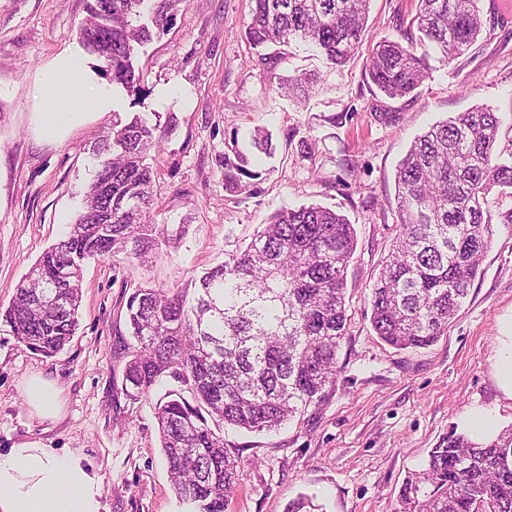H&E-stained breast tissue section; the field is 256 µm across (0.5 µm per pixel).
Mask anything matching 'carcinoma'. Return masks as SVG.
Here are the masks:
<instances>
[{"label": "carcinoma", "instance_id": "carcinoma-1", "mask_svg": "<svg viewBox=\"0 0 512 512\" xmlns=\"http://www.w3.org/2000/svg\"><path fill=\"white\" fill-rule=\"evenodd\" d=\"M370 0H252L245 37L256 48L295 39L344 67L364 37ZM419 41L452 62L478 40L479 0H417ZM176 0H93L82 44L105 63L112 83L139 91L137 48L168 30ZM365 72L391 100L413 93L428 66L412 39L387 37ZM499 117L477 105L432 126L411 144L395 177L399 233L372 285L371 325L398 350L424 348L448 332L492 243L494 189L512 198V151L498 147ZM159 129L135 116L112 122L97 145L109 158L88 185L84 208L62 239L25 275L0 324L18 343L51 358L78 326L83 264L108 255L155 254L185 233L149 220ZM224 187L259 178L233 142L224 150ZM356 250L353 224L321 206L276 212L244 249L196 282L194 303L173 289L138 288L128 298L130 359L125 385L149 392L165 374L184 387L157 404L161 448L187 512H224L236 465L210 423L273 430L318 403L336 379L347 333L345 271ZM399 512H512V428L481 442L455 430L407 477Z\"/></svg>", "mask_w": 512, "mask_h": 512}]
</instances>
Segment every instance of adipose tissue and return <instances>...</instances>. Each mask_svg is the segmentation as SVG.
Returning <instances> with one entry per match:
<instances>
[{
  "mask_svg": "<svg viewBox=\"0 0 512 512\" xmlns=\"http://www.w3.org/2000/svg\"><path fill=\"white\" fill-rule=\"evenodd\" d=\"M46 134L54 136L79 124L85 106L112 105L108 85L92 83L80 59L64 53L45 70L39 85ZM34 415L57 419L62 411L56 382L43 375L24 386ZM0 512H109L102 479L81 453L61 451L39 439H27L0 451Z\"/></svg>",
  "mask_w": 512,
  "mask_h": 512,
  "instance_id": "obj_1",
  "label": "adipose tissue"
}]
</instances>
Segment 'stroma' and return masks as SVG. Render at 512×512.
<instances>
[{"label": "stroma", "instance_id": "stroma-1", "mask_svg": "<svg viewBox=\"0 0 512 512\" xmlns=\"http://www.w3.org/2000/svg\"><path fill=\"white\" fill-rule=\"evenodd\" d=\"M88 3L0 0V306L81 211L98 164L93 146L114 119L139 113L160 124V148L149 156L150 217L188 228L144 262L125 254L87 261L79 327L55 357L32 353L0 326V449L40 438L84 453L101 475L109 512H186L155 418L157 402L181 384L168 376L150 394L126 395L127 299L140 287L193 299L196 279L244 248L275 212L311 204L344 214L357 237L336 381L279 429L224 428L238 462L227 512H287L301 497L309 512H398L408 473L424 469L443 435L465 431L470 409L494 411L499 428L511 427L512 397L498 383L496 359L512 320V224L493 225L481 274L432 346L396 350L370 324L371 287L399 230L395 174L411 142L486 104L501 118L500 149H512V13L500 0H481L485 28L471 51L450 63L430 52L429 78L400 100L365 78L366 52L339 69L301 41L282 56L256 49L244 35L250 0H181L168 31L135 59L142 91L116 88L112 110L51 137L39 118L40 70L69 52L87 62L94 81L104 78L79 39ZM414 10V0H371L368 43L402 35ZM305 73L318 77L308 98L284 93ZM257 127L271 132L275 153L260 156L261 177L248 190L228 193L224 146L247 143ZM35 374L61 390L57 420L30 412L21 386Z\"/></svg>", "mask_w": 512, "mask_h": 512}]
</instances>
